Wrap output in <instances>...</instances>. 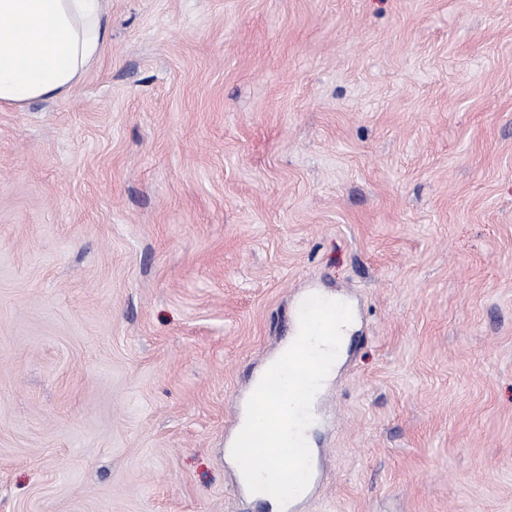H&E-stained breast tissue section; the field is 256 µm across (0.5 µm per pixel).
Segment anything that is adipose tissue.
<instances>
[{
    "instance_id": "ef3b65f1",
    "label": "adipose tissue",
    "mask_w": 512,
    "mask_h": 512,
    "mask_svg": "<svg viewBox=\"0 0 512 512\" xmlns=\"http://www.w3.org/2000/svg\"><path fill=\"white\" fill-rule=\"evenodd\" d=\"M107 39L102 0H0V107L65 95Z\"/></svg>"
}]
</instances>
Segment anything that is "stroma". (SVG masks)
<instances>
[{"instance_id": "obj_1", "label": "stroma", "mask_w": 512, "mask_h": 512, "mask_svg": "<svg viewBox=\"0 0 512 512\" xmlns=\"http://www.w3.org/2000/svg\"><path fill=\"white\" fill-rule=\"evenodd\" d=\"M104 6L0 108V512H275L225 441L306 288L303 512H512V0Z\"/></svg>"}]
</instances>
